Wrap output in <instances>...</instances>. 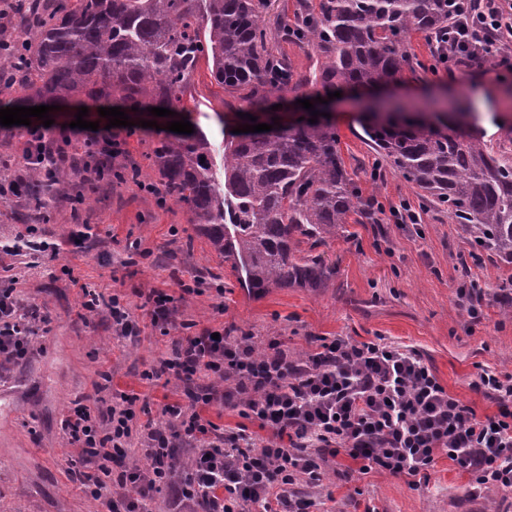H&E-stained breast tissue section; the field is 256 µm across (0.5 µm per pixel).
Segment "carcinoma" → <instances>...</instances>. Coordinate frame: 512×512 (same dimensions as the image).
Instances as JSON below:
<instances>
[{
  "mask_svg": "<svg viewBox=\"0 0 512 512\" xmlns=\"http://www.w3.org/2000/svg\"><path fill=\"white\" fill-rule=\"evenodd\" d=\"M450 0H319L283 29L315 59L301 74L273 52L256 0H22L13 35L0 45V93L6 106L32 100L84 99L122 108H177L186 81L204 61L213 79L245 104L266 112L272 98L309 86L378 88L415 70L407 42L418 32L430 42L453 23ZM454 125L438 100L419 109L396 102L387 123L360 122L375 156L416 189L422 202L448 211L480 250L512 264V164L493 151L469 106L451 104ZM336 126L305 121L256 135L224 136V179L213 174L212 143L199 126L153 143L142 167L104 176L146 184L185 209L214 251L231 262L241 287L326 288L336 266L315 246L336 238L363 200L345 167ZM74 146L56 169L22 152L26 184L23 218L49 220L63 188L74 211L87 201L83 157ZM309 245L305 250L302 245Z\"/></svg>",
  "mask_w": 512,
  "mask_h": 512,
  "instance_id": "cac0c4a2",
  "label": "carcinoma"
}]
</instances>
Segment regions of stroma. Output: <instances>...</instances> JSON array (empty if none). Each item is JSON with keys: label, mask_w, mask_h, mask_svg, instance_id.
<instances>
[{"label": "stroma", "mask_w": 512, "mask_h": 512, "mask_svg": "<svg viewBox=\"0 0 512 512\" xmlns=\"http://www.w3.org/2000/svg\"><path fill=\"white\" fill-rule=\"evenodd\" d=\"M410 47L421 66L400 80L409 100L430 93L466 96L490 147L512 163V76L499 78L493 64L451 71L436 66L433 46L419 33L411 35ZM184 104L211 139L213 173L222 177V128L237 124L236 100L203 64ZM331 105L341 156L369 211L350 215L344 235L318 246V254L336 265L330 287L249 293L184 209L132 182L91 185V204L78 215L66 194H58L50 221L37 226L38 240L54 244L56 258L0 251V265L11 266L21 299L43 307L48 318L29 358L0 375V512H102L100 501L73 478L74 470L91 474L95 467L80 446L68 443L61 422L75 403L104 411L125 392L138 395L145 408L136 430L164 423L165 404L185 403L183 387L168 374L150 380L143 374L170 356L173 339L191 330L231 326L262 348L278 339L292 356L312 353L323 338L369 342L380 336L414 348L477 417L497 414L494 400L473 382L485 370L512 375V299L500 294L512 283V265L473 252L447 212L422 208L409 183L377 164L359 137L350 93ZM404 203L418 212L419 223H396L390 210ZM196 279L201 288L184 291ZM471 280L485 293L477 324L459 294ZM88 289L119 296L140 334L116 335L106 309L87 312ZM153 290L173 298L174 326L166 336L151 323L146 297ZM323 473L320 484L295 486L318 512H512V488L473 492L471 475L444 455L415 477L362 474L343 454L328 459Z\"/></svg>", "instance_id": "obj_1"}]
</instances>
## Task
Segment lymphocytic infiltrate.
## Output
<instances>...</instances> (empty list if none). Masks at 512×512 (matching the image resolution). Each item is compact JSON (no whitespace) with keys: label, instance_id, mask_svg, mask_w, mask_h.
Segmentation results:
<instances>
[{"label":"lymphocytic infiltrate","instance_id":"obj_1","mask_svg":"<svg viewBox=\"0 0 512 512\" xmlns=\"http://www.w3.org/2000/svg\"><path fill=\"white\" fill-rule=\"evenodd\" d=\"M448 46L470 60L512 37V0H454ZM39 314L22 304L16 281L0 276V363L27 358ZM160 369L184 387L188 407L164 405L167 427L133 434L135 396L121 408L92 414L79 404L62 422L70 443L82 444L99 475L89 492L105 512H143L154 491L167 489L168 512H310L311 499L292 495L298 478L322 480L320 456L347 455L363 470L416 476L441 455L473 474L478 486L512 487V378L478 374L473 385L493 398L496 415L478 418L438 381L412 348L377 339L322 342L303 363L277 342L256 353L249 337L203 329L177 343ZM227 381L223 392L200 386L204 374ZM238 406L233 429L204 420L197 410L215 399ZM193 449L188 468L176 467L174 440ZM140 446L149 471L129 466ZM116 486L103 496V480Z\"/></svg>","mask_w":512,"mask_h":512}]
</instances>
